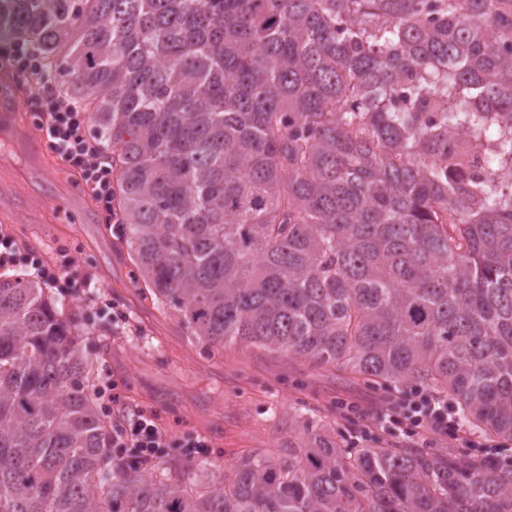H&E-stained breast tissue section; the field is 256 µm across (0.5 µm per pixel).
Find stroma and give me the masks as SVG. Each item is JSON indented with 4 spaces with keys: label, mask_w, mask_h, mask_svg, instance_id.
Returning <instances> with one entry per match:
<instances>
[{
    "label": "stroma",
    "mask_w": 512,
    "mask_h": 512,
    "mask_svg": "<svg viewBox=\"0 0 512 512\" xmlns=\"http://www.w3.org/2000/svg\"><path fill=\"white\" fill-rule=\"evenodd\" d=\"M1 164L24 177L44 213L41 223L0 228L14 239L13 268L36 275L67 265L87 277L89 289L73 303L102 330L95 339L101 379L119 382L125 412L154 415L170 440L159 458L179 456L191 488L218 487L221 462L287 445L301 432L304 415H316L346 436L352 424L370 423V410L384 403L386 391L282 353L238 345L206 352L169 308L141 296L111 225L86 223L81 211L55 205L49 191L64 173L62 164L30 169L26 157L0 138ZM195 438L204 447H187Z\"/></svg>",
    "instance_id": "stroma-1"
}]
</instances>
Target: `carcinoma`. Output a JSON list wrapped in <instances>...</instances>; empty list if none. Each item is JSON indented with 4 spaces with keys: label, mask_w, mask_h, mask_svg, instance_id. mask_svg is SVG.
Masks as SVG:
<instances>
[{
    "label": "carcinoma",
    "mask_w": 512,
    "mask_h": 512,
    "mask_svg": "<svg viewBox=\"0 0 512 512\" xmlns=\"http://www.w3.org/2000/svg\"><path fill=\"white\" fill-rule=\"evenodd\" d=\"M1 35L92 114L134 283L207 348L425 388L512 441V0H0ZM93 334L0 274V512H512V463L309 420L204 492L121 462Z\"/></svg>",
    "instance_id": "carcinoma-1"
}]
</instances>
